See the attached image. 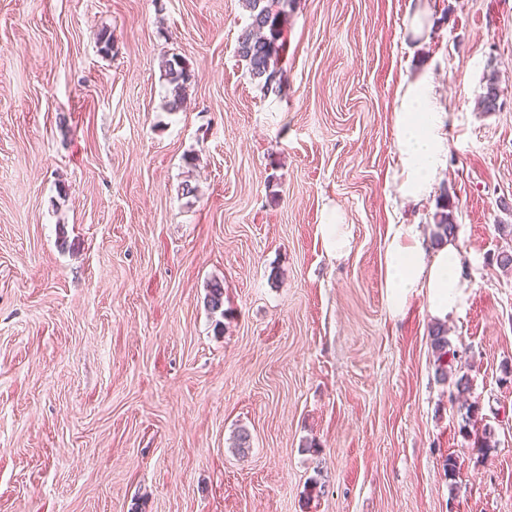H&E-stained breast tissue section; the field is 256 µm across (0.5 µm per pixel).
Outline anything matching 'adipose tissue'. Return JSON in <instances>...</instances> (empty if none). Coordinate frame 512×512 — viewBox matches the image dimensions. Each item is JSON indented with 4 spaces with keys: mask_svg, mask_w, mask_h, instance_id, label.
<instances>
[{
    "mask_svg": "<svg viewBox=\"0 0 512 512\" xmlns=\"http://www.w3.org/2000/svg\"><path fill=\"white\" fill-rule=\"evenodd\" d=\"M400 159L398 192L419 202L432 192L443 165V115L436 106L435 89L428 75L409 84L396 120ZM386 301L401 311L409 296L426 290L433 320L447 321L466 303L468 281L460 272L461 253L456 239L428 249L416 224L392 225L384 245Z\"/></svg>",
    "mask_w": 512,
    "mask_h": 512,
    "instance_id": "1",
    "label": "adipose tissue"
}]
</instances>
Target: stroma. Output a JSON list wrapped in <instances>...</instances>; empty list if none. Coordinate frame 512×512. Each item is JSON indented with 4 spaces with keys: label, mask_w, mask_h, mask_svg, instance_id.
<instances>
[{
    "label": "stroma",
    "mask_w": 512,
    "mask_h": 512,
    "mask_svg": "<svg viewBox=\"0 0 512 512\" xmlns=\"http://www.w3.org/2000/svg\"><path fill=\"white\" fill-rule=\"evenodd\" d=\"M277 8L276 96L236 54L243 0H0V512H512V0ZM423 71L447 152L415 204L395 114ZM444 196L485 455L435 378L426 295L385 299L390 225L431 236ZM334 210L343 259L317 231ZM166 76L172 88L167 101L168 109L172 112L180 110L186 98V88L191 79L190 70L183 57L172 55L167 60Z\"/></svg>",
    "instance_id": "obj_1"
}]
</instances>
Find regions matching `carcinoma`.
Here are the masks:
<instances>
[{"label": "carcinoma", "instance_id": "obj_1", "mask_svg": "<svg viewBox=\"0 0 512 512\" xmlns=\"http://www.w3.org/2000/svg\"><path fill=\"white\" fill-rule=\"evenodd\" d=\"M249 11V24L241 33L237 42V54L245 61L252 79L258 81L268 92L278 93L286 79V71L280 66L286 51L287 39L280 18V13L273 10L270 0H245ZM166 76L171 86L167 101L172 112L180 110L186 98V88L191 79L190 70L183 57L173 55L167 60ZM500 92L498 77L491 73L486 79L485 92L480 98L481 111L494 112L499 108ZM434 243L439 245L454 235L456 224L452 215L451 204L442 198L439 211L434 216ZM206 303L209 309L224 312V285L218 280L208 284ZM431 346L436 354V376L440 383H447L449 402L458 406L461 416L459 432L463 437H471L470 425L478 420L479 403L471 399L472 384L468 374L448 370L447 356L451 343L448 331L442 326H434L430 331ZM496 430L489 423L483 425L481 433L474 436V445L486 454L497 447Z\"/></svg>", "mask_w": 512, "mask_h": 512}]
</instances>
